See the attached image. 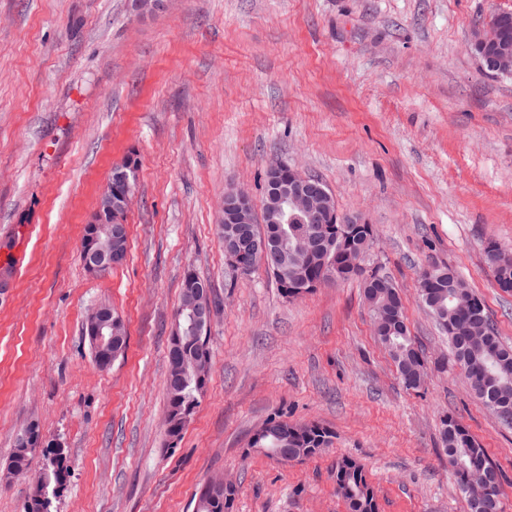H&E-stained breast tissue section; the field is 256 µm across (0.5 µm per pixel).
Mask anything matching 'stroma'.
Here are the masks:
<instances>
[{"label":"stroma","instance_id":"1","mask_svg":"<svg viewBox=\"0 0 512 512\" xmlns=\"http://www.w3.org/2000/svg\"><path fill=\"white\" fill-rule=\"evenodd\" d=\"M512 0H0V474L37 422L71 474L55 512H193L207 479L232 512H347L337 461L362 464L379 512H470L440 430L468 426L506 476L512 429L443 368L448 343L417 273L448 264L512 345V293L484 248L512 247V76L471 54L477 19ZM141 167L126 262L85 271L79 249L113 163ZM320 178L341 217L371 224L366 270L400 289L424 353L403 388L359 282L298 299L262 266L235 271L224 191L263 209L269 165ZM217 301L206 392L166 445L167 352L187 272ZM108 300L128 346L96 367L83 326ZM328 427L300 464L248 451L271 417ZM502 248L496 242H490L485 248L486 259L489 267L492 269L495 281L499 288L504 292L512 291V265L506 267H498L494 261L497 252Z\"/></svg>","mask_w":512,"mask_h":512}]
</instances>
